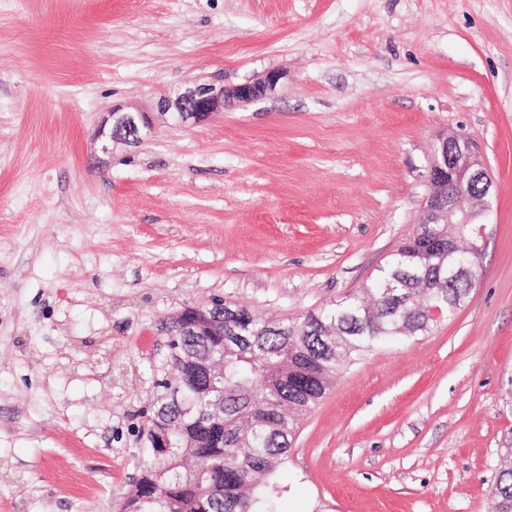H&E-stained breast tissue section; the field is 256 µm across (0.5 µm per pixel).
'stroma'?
I'll return each instance as SVG.
<instances>
[{
	"label": "stroma",
	"instance_id": "1",
	"mask_svg": "<svg viewBox=\"0 0 512 512\" xmlns=\"http://www.w3.org/2000/svg\"><path fill=\"white\" fill-rule=\"evenodd\" d=\"M285 73L101 151L114 105ZM496 186L452 319L366 353L292 441L280 512H493L512 431V0H0V512H115L163 319L296 320L414 233L443 135Z\"/></svg>",
	"mask_w": 512,
	"mask_h": 512
}]
</instances>
